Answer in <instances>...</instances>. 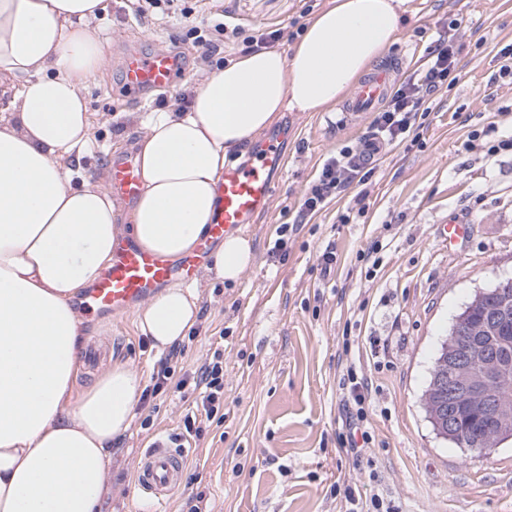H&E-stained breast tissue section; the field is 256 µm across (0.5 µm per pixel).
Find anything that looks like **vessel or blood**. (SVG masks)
Instances as JSON below:
<instances>
[{
	"mask_svg": "<svg viewBox=\"0 0 512 512\" xmlns=\"http://www.w3.org/2000/svg\"><path fill=\"white\" fill-rule=\"evenodd\" d=\"M405 65L401 57L371 71L353 90L345 111H374ZM179 68L180 62L171 52H131L122 61L123 83L135 96L165 90L173 86ZM284 159L280 137L271 136L254 146L247 164L225 168L218 182V207L209 239L179 262L159 259L134 242L121 240L113 250L110 265L82 295V308L100 315L127 313L168 285L192 283L210 242L254 223L264 212L273 195V178L283 169ZM107 188L126 201L141 195L144 186L133 157L112 159ZM185 461V451L169 438L155 439L137 463L135 486L143 498L154 505L169 499L181 484Z\"/></svg>",
	"mask_w": 512,
	"mask_h": 512,
	"instance_id": "vessel-or-blood-1",
	"label": "vessel or blood"
}]
</instances>
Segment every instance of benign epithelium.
I'll return each instance as SVG.
<instances>
[{"instance_id":"obj_1","label":"benign epithelium","mask_w":512,"mask_h":512,"mask_svg":"<svg viewBox=\"0 0 512 512\" xmlns=\"http://www.w3.org/2000/svg\"><path fill=\"white\" fill-rule=\"evenodd\" d=\"M495 294L499 299L486 308L489 325L507 319V299L499 291L477 293L479 301ZM511 377L512 354L508 350L483 343L472 330L462 336L453 334L428 390L432 399L431 421L439 436L460 446H473L460 427V417L464 411L475 410L490 421L496 441L511 440L512 409L500 397V389Z\"/></svg>"}]
</instances>
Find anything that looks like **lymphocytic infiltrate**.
<instances>
[{
    "label": "lymphocytic infiltrate",
    "mask_w": 512,
    "mask_h": 512,
    "mask_svg": "<svg viewBox=\"0 0 512 512\" xmlns=\"http://www.w3.org/2000/svg\"><path fill=\"white\" fill-rule=\"evenodd\" d=\"M457 48L455 36L443 32L426 49L423 67L407 77L378 110L371 135L354 148L346 147L327 158L316 178L304 191L298 214L308 217L322 209L325 202L340 195L353 183L365 182L372 175L370 158L381 148L401 142L416 134L418 120L427 118V102L440 88L454 86L457 81ZM194 385L199 396L194 407L183 418L182 436L185 440L200 437L205 422L224 420V352L215 349L192 378H181L177 389ZM342 401L348 415L344 444L347 451L360 452L366 448L371 435L363 423L371 405L372 386L359 376L353 366H346L341 379Z\"/></svg>",
    "instance_id": "1"
}]
</instances>
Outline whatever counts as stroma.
I'll return each mask as SVG.
<instances>
[{
	"label": "stroma",
	"instance_id": "35a3bbf8",
	"mask_svg": "<svg viewBox=\"0 0 512 512\" xmlns=\"http://www.w3.org/2000/svg\"><path fill=\"white\" fill-rule=\"evenodd\" d=\"M328 0H198V18L228 12L245 26L289 30L306 6ZM100 28L104 65L83 95L97 124L81 160L97 181L106 162L132 153L149 112L187 107L210 66L182 38L179 20L136 16L127 0H105ZM415 15L391 45L424 51L450 21L459 80L433 95L419 143L387 148L373 176L350 186L310 221L297 223L299 199L323 160L371 131L373 113L286 112L268 135L284 138L288 164L273 200L244 232L256 260L238 283L196 282L200 313L179 343L173 371L194 372L211 347L224 346L223 427L204 426L188 449L180 489L161 512H186L203 495L209 512H340L347 489L389 495L400 512H512V440L480 452L440 438L425 391L456 316L482 289L512 277V151L487 150L512 134V82L497 79L498 48L512 41V0H412ZM179 48L186 69L173 87L127 96V49ZM297 223L286 256L272 254L279 225ZM469 225L459 244L440 226ZM383 245L378 266L363 260ZM335 256L322 274V255ZM86 338L107 354L83 366L78 390L103 366L128 363L143 380L161 352L137 327L136 313L87 314ZM371 380L366 425L373 440L361 455L342 453L340 359ZM192 390H166L149 407L134 405L133 426L112 446V487L101 512H144L134 484L137 461L157 437L180 433Z\"/></svg>",
	"mask_w": 512,
	"mask_h": 512
}]
</instances>
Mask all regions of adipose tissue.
<instances>
[{
    "mask_svg": "<svg viewBox=\"0 0 512 512\" xmlns=\"http://www.w3.org/2000/svg\"><path fill=\"white\" fill-rule=\"evenodd\" d=\"M410 0H328L285 51L230 61L196 85L182 112H149L137 143L144 191L129 212L75 182L94 134L82 95L102 70L104 0H0V512H100L112 445L130 430L141 378L115 362L77 392L83 320L73 301L124 237L163 259L209 231L217 180L284 112L337 104L397 40ZM255 260L230 233L207 271L237 282ZM194 287L174 285L139 313L160 350L196 324Z\"/></svg>",
    "mask_w": 512,
    "mask_h": 512,
    "instance_id": "adipose-tissue-1",
    "label": "adipose tissue"
}]
</instances>
